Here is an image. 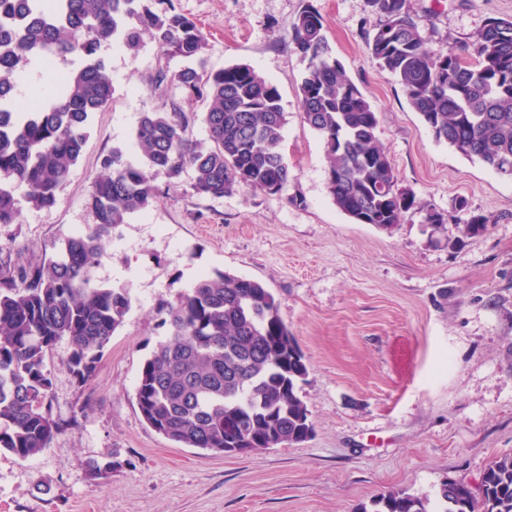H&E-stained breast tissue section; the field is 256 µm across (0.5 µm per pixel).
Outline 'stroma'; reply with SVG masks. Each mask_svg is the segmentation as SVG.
Wrapping results in <instances>:
<instances>
[{
    "instance_id": "35a3bbf8",
    "label": "stroma",
    "mask_w": 512,
    "mask_h": 512,
    "mask_svg": "<svg viewBox=\"0 0 512 512\" xmlns=\"http://www.w3.org/2000/svg\"><path fill=\"white\" fill-rule=\"evenodd\" d=\"M323 18L347 75L378 110V135L401 186L486 231L456 247L430 241L422 215L387 234L340 212L327 159L297 108L303 63L289 46L305 2ZM207 40V68L246 63L278 88L286 112L287 192L201 197L192 171L156 175L162 195L118 226L96 280L128 288L131 306L87 383L64 368L67 343L46 359L52 413L63 431L36 457L0 453V512H357L402 489L434 512L442 482L478 485L512 453V178L437 141L399 84L371 61L381 21L367 0H173ZM429 46L465 41L512 0H408ZM110 106L95 113L56 205L0 226V260L26 265L55 252L94 218L85 201L102 156L129 142L141 115L174 109L207 137L204 105L157 84L159 50L112 43ZM263 282L309 365L300 389L314 422L304 442L199 455L155 432L135 399L140 369L164 334L158 311L200 275ZM111 463L97 475L92 464Z\"/></svg>"
}]
</instances>
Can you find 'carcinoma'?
I'll return each mask as SVG.
<instances>
[{
    "label": "carcinoma",
    "instance_id": "cac0c4a2",
    "mask_svg": "<svg viewBox=\"0 0 512 512\" xmlns=\"http://www.w3.org/2000/svg\"><path fill=\"white\" fill-rule=\"evenodd\" d=\"M369 3L383 16L367 37L370 58L395 77L435 139L512 177V19L490 18L472 40L435 51L407 0ZM146 38L160 52L157 82L206 104L207 139L193 138L179 110L143 114L131 145L104 155L91 181L86 206L94 223L37 263L0 262V452L19 459L38 455L63 430L52 414L47 353L66 342V369L87 383L130 307L127 289L98 284L95 270L113 229L160 198L150 172L177 179L189 169L193 192L210 198L244 187L280 194L292 180L278 88L247 64L207 69L202 32L172 0H0V225L19 223L24 204L41 210L57 203L92 116L112 100L102 44L135 53ZM290 46L305 63L298 111L324 144L328 195L353 222L393 233L416 207L415 195L399 185L376 109L334 55L312 5L297 15ZM174 58L181 68L170 67ZM67 61L70 67H56ZM29 67L51 86L32 111L14 102V79ZM422 211L430 235L447 232V213ZM160 314L165 333L135 393L149 427L212 453L245 436L255 449L311 436L299 395L308 365L263 283L204 275ZM371 505L358 512H427L402 489ZM437 512H512V454L492 460L475 491L462 480L443 482Z\"/></svg>",
    "mask_w": 512,
    "mask_h": 512
}]
</instances>
